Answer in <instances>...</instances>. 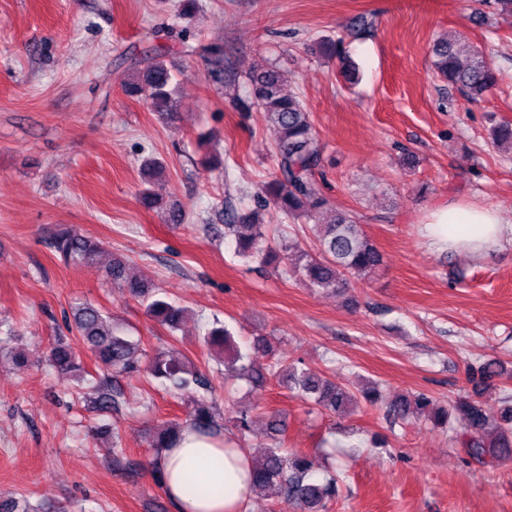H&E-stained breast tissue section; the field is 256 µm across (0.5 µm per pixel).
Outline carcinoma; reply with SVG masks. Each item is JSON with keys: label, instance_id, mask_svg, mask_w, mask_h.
Returning <instances> with one entry per match:
<instances>
[{"label": "carcinoma", "instance_id": "1", "mask_svg": "<svg viewBox=\"0 0 512 512\" xmlns=\"http://www.w3.org/2000/svg\"><path fill=\"white\" fill-rule=\"evenodd\" d=\"M322 44L328 56L342 61L344 76L354 80L355 68L346 62L342 41L326 39ZM470 55L468 63H461V49L446 38L434 40L431 47L436 72L476 100L495 85L496 72L481 50L474 49ZM173 80L172 70L162 55L157 54L133 63L123 85L129 93L144 98L152 111L168 113L175 109ZM253 105L264 112L277 132L274 143L277 171L259 188L260 206L271 205L287 218L308 223L328 205L316 183L322 147L311 113L300 97L284 92L283 75L273 67L249 74L248 95L240 100V107L248 110ZM493 137L494 144L506 143L512 149V123L504 121L496 125ZM315 229L319 238V251L315 255L296 244L285 243L280 251L273 250L267 243L265 225L256 221L226 224L224 235L232 237L234 254L242 261L268 263L277 258L283 263L285 275L303 282L308 288L326 292H338L351 278L364 280L382 265L380 251L363 232L355 215L340 212L332 222L317 224ZM50 247L66 265L75 268L94 265L101 251L100 244L72 227L59 228L50 239ZM104 272L107 279L125 288L132 298L144 302L150 318L172 331L177 329L183 309L154 297L152 281L129 277L124 259L113 258ZM72 328L78 340L95 357L99 369L109 374H132L140 370L139 342L112 323L111 315L101 307L86 302L72 308ZM204 342L210 346L234 345L232 333L222 324L206 329ZM47 362L63 373L73 374L78 385L94 394L99 409H119L120 392L111 387L106 378L92 384L78 352L66 339L60 337L49 347ZM146 370L172 392L190 393L211 388L209 379L186 357L168 351L155 352L148 359ZM224 376L245 377L256 386L272 377L283 376L294 397L338 414L350 411L360 397L370 403L384 398L376 384L353 391L333 378H321L295 364L257 367L250 355L239 349L235 350L233 358L225 361ZM499 376L501 371L494 361L474 367L471 381L476 394L483 395ZM497 403L496 407L487 400L466 398L445 407L425 393H413L396 397L390 404V411L405 420L417 411L430 409L437 425L448 424L452 417L462 423L461 445L470 456L477 459L487 454L512 456V396L504 389ZM190 416V424L203 434L216 435L222 430L214 408L204 399L194 401ZM267 429L271 444L263 457L254 460V490H272L293 504L298 512H325L327 504L339 492L337 476L316 477L315 461L311 457L288 450L285 441L280 439L283 433L280 420L271 418ZM180 430L181 426L174 424L160 432L153 440L157 453L173 447Z\"/></svg>", "mask_w": 512, "mask_h": 512}]
</instances>
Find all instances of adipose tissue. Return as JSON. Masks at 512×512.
Wrapping results in <instances>:
<instances>
[{
    "label": "adipose tissue",
    "instance_id": "1",
    "mask_svg": "<svg viewBox=\"0 0 512 512\" xmlns=\"http://www.w3.org/2000/svg\"><path fill=\"white\" fill-rule=\"evenodd\" d=\"M426 233L436 249L479 256L512 240V225L494 210L453 204L431 211ZM159 465L161 488L178 512H245L253 495L249 454L227 445L224 437L200 435L189 424L178 446L163 451ZM191 480L198 486L193 493L187 490Z\"/></svg>",
    "mask_w": 512,
    "mask_h": 512
}]
</instances>
